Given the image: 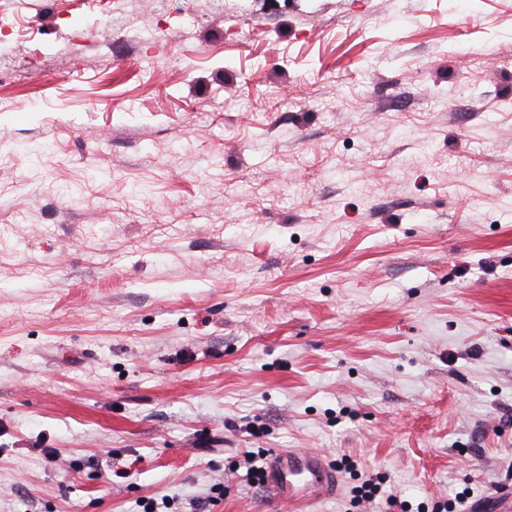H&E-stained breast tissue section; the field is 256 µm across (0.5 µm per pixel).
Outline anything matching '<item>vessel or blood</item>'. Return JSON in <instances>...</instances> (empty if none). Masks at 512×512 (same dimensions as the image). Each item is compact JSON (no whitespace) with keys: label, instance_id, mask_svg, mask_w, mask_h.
Wrapping results in <instances>:
<instances>
[{"label":"vessel or blood","instance_id":"obj_1","mask_svg":"<svg viewBox=\"0 0 512 512\" xmlns=\"http://www.w3.org/2000/svg\"><path fill=\"white\" fill-rule=\"evenodd\" d=\"M336 473L325 456L311 451L273 454L266 468L265 484L280 501L312 502L336 489Z\"/></svg>","mask_w":512,"mask_h":512}]
</instances>
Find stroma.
Listing matches in <instances>:
<instances>
[{
	"label": "stroma",
	"instance_id": "1",
	"mask_svg": "<svg viewBox=\"0 0 512 512\" xmlns=\"http://www.w3.org/2000/svg\"><path fill=\"white\" fill-rule=\"evenodd\" d=\"M2 11L0 512H493L512 0ZM288 449L353 466L313 505L235 469Z\"/></svg>",
	"mask_w": 512,
	"mask_h": 512
}]
</instances>
